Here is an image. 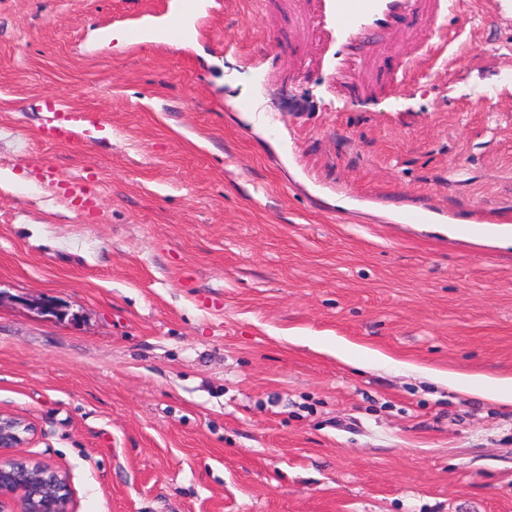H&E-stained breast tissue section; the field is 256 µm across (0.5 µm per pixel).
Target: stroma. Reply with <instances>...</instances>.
Masks as SVG:
<instances>
[{
    "label": "stroma",
    "mask_w": 512,
    "mask_h": 512,
    "mask_svg": "<svg viewBox=\"0 0 512 512\" xmlns=\"http://www.w3.org/2000/svg\"><path fill=\"white\" fill-rule=\"evenodd\" d=\"M288 2L0 0V410L74 512H512V405L434 378L512 377V0L349 101ZM201 13L200 0H176L174 9L169 14L161 38L179 42L189 38ZM89 121L92 124L101 125L98 119H93L89 114L84 112L70 113L68 124L63 127H53L52 131L56 139L61 141H82L86 138L88 130L84 127V123Z\"/></svg>",
    "instance_id": "stroma-1"
}]
</instances>
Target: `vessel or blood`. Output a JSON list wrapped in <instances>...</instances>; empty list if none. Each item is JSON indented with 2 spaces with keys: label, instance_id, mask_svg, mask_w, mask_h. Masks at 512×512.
<instances>
[{
  "label": "vessel or blood",
  "instance_id": "obj_1",
  "mask_svg": "<svg viewBox=\"0 0 512 512\" xmlns=\"http://www.w3.org/2000/svg\"><path fill=\"white\" fill-rule=\"evenodd\" d=\"M457 6V0H293L290 16L314 51L290 69L326 77L344 99L376 96L403 77L378 67V60L423 49L439 52L447 43L445 20ZM200 13V0H176L162 39L189 38ZM89 119L87 113H71L67 125L53 134L66 142L84 140Z\"/></svg>",
  "mask_w": 512,
  "mask_h": 512
}]
</instances>
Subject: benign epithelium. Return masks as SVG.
I'll use <instances>...</instances> for the list:
<instances>
[{
  "label": "benign epithelium",
  "instance_id": "obj_1",
  "mask_svg": "<svg viewBox=\"0 0 512 512\" xmlns=\"http://www.w3.org/2000/svg\"><path fill=\"white\" fill-rule=\"evenodd\" d=\"M32 434L24 418L0 411V512H70L68 476L18 453Z\"/></svg>",
  "mask_w": 512,
  "mask_h": 512
}]
</instances>
